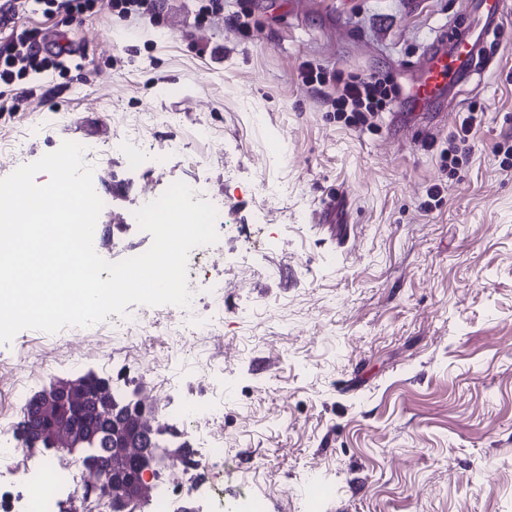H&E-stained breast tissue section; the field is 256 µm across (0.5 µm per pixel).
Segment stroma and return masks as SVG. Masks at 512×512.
Returning <instances> with one entry per match:
<instances>
[{"label": "stroma", "mask_w": 512, "mask_h": 512, "mask_svg": "<svg viewBox=\"0 0 512 512\" xmlns=\"http://www.w3.org/2000/svg\"><path fill=\"white\" fill-rule=\"evenodd\" d=\"M240 2L224 0L210 26L198 0H160L156 16L96 7L72 26L22 15L41 34L67 32L78 65L25 79L33 95L0 113V144L23 143L0 179L66 140L96 148L93 186L110 200L99 254L117 262L151 245L134 217L151 174L114 154L113 138L127 122L154 152L184 142L164 183H205L235 226L206 264L229 283L224 347L199 337L185 355L156 306L150 355L173 406L223 400L212 432L236 512L251 499L262 512H512V168L497 153L512 147V0L488 65L449 90L440 120L401 99L373 134L337 120L332 87L306 86L301 63L409 89L428 54L481 15L476 0H248L262 23L248 41L234 28ZM205 44L224 52L199 54ZM471 106L473 140L442 161ZM202 125L210 135L195 139ZM435 184L442 199L424 210ZM112 327H84L78 353L31 329L0 344V414L21 416L9 392L23 358L45 366L33 393L90 372L154 384L123 344L95 349Z\"/></svg>", "instance_id": "stroma-1"}]
</instances>
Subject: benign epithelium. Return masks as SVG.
Returning a JSON list of instances; mask_svg holds the SVG:
<instances>
[{"instance_id":"7a95c632","label":"benign epithelium","mask_w":512,"mask_h":512,"mask_svg":"<svg viewBox=\"0 0 512 512\" xmlns=\"http://www.w3.org/2000/svg\"><path fill=\"white\" fill-rule=\"evenodd\" d=\"M88 374L76 380H56L34 402L26 417L28 431L36 441H46L59 453L86 451L92 470L103 469L106 492L123 512H138L151 494L148 474L172 454L159 447L158 427L147 418L148 410L134 391L130 403L114 401L109 382L88 389ZM110 447H98L99 437Z\"/></svg>"}]
</instances>
